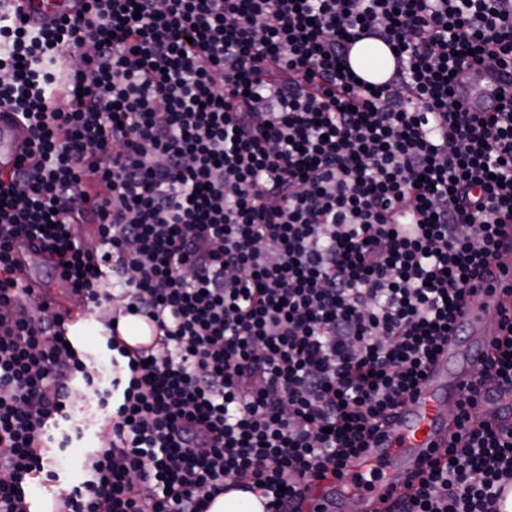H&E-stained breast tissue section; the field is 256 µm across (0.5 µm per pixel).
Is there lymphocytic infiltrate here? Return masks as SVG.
<instances>
[{"label": "lymphocytic infiltrate", "instance_id": "lymphocytic-infiltrate-1", "mask_svg": "<svg viewBox=\"0 0 512 512\" xmlns=\"http://www.w3.org/2000/svg\"><path fill=\"white\" fill-rule=\"evenodd\" d=\"M31 29L0 0V106L29 130L0 177V512H33L52 428L95 371L37 303L17 245L52 254L126 358L62 512H207L227 485L294 512L415 392L512 223V103L453 99L482 52L512 85V0H84ZM377 38L398 65L361 89ZM96 227V245L71 226ZM116 273L118 297L106 293ZM150 319L148 354L114 335ZM457 431L390 512H499L512 318ZM351 65L358 75L372 81H381L392 72L394 58L390 48L384 42L364 39L354 46ZM484 412L503 429L512 427V390L495 389L483 397Z\"/></svg>", "mask_w": 512, "mask_h": 512}]
</instances>
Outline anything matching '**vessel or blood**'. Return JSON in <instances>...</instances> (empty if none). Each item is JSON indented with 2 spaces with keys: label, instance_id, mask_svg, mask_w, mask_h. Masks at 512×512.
Segmentation results:
<instances>
[{
  "label": "vessel or blood",
  "instance_id": "b4317fda",
  "mask_svg": "<svg viewBox=\"0 0 512 512\" xmlns=\"http://www.w3.org/2000/svg\"><path fill=\"white\" fill-rule=\"evenodd\" d=\"M13 4L26 25L33 28L50 26L60 15L74 16L82 9L81 0H13ZM499 78L497 68H487L478 81L460 85L457 95L471 111H484ZM27 138L23 123L9 109H0V175L13 170L26 151ZM497 241V280L482 283L479 296L462 309L460 322L468 340L449 337L442 352L429 364L418 393L403 401L369 448L350 458L340 475L312 484L299 504L300 512H342V504L351 494L383 499L393 483L424 467L432 449L446 444L455 429L450 410L491 350L490 322L499 311L512 306V224L499 225ZM15 258L24 284L41 300L58 308L68 324H77L89 315L86 301L66 281L49 283L33 273V266L47 265V256L23 247ZM483 405L495 424L504 429L512 427V390L491 391L484 396Z\"/></svg>",
  "mask_w": 512,
  "mask_h": 512
}]
</instances>
